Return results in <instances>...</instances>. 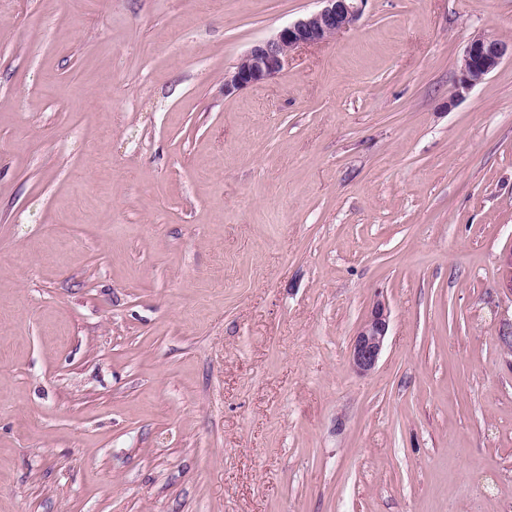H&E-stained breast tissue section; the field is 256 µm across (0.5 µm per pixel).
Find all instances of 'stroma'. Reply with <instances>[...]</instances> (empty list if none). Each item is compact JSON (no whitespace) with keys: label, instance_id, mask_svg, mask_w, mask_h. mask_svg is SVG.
Here are the masks:
<instances>
[{"label":"stroma","instance_id":"1","mask_svg":"<svg viewBox=\"0 0 512 512\" xmlns=\"http://www.w3.org/2000/svg\"><path fill=\"white\" fill-rule=\"evenodd\" d=\"M318 7L0 0V512H512V0ZM323 6L255 43L232 71L224 74V93L235 92L276 77L297 49L323 44L350 30L363 14L367 0H318ZM508 54L512 56V42L491 35L469 37L461 60V76L456 85L454 98L460 97L463 91H468L482 82ZM389 317L385 303L376 301L352 337L349 363L356 373L368 375L375 370L385 348Z\"/></svg>","mask_w":512,"mask_h":512}]
</instances>
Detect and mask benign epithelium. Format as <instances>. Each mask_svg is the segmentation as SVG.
I'll return each instance as SVG.
<instances>
[{"label":"benign epithelium","instance_id":"benign-epithelium-1","mask_svg":"<svg viewBox=\"0 0 512 512\" xmlns=\"http://www.w3.org/2000/svg\"><path fill=\"white\" fill-rule=\"evenodd\" d=\"M322 7L279 30L273 37L255 43L224 74V95L276 77L297 49L323 44L350 30L363 14L367 0H319ZM512 55V42L491 35H475L467 39L461 60V76L454 97L482 82ZM389 312L385 303L377 301L370 314L358 327L349 348L351 368L360 375L372 373L385 348L389 331Z\"/></svg>","mask_w":512,"mask_h":512}]
</instances>
